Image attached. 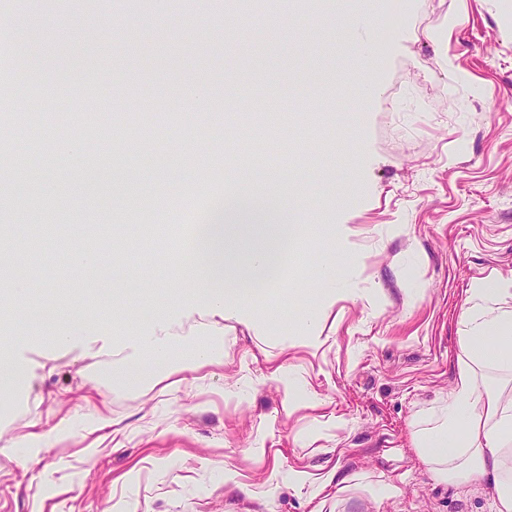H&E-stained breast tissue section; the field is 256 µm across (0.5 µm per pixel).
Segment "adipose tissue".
Returning <instances> with one entry per match:
<instances>
[{"instance_id": "obj_1", "label": "adipose tissue", "mask_w": 512, "mask_h": 512, "mask_svg": "<svg viewBox=\"0 0 512 512\" xmlns=\"http://www.w3.org/2000/svg\"><path fill=\"white\" fill-rule=\"evenodd\" d=\"M298 238L266 186L250 183L224 195V218L197 225L193 243L196 284L175 300L169 314L154 317L133 335L96 338L69 330L54 343L101 356L119 344L121 356L106 375L113 390H129L200 367H223L224 324H258L262 295L250 283L278 270L289 244ZM462 317L468 327L461 337L462 354L454 395L448 405L429 415L421 435L424 456L441 479L463 483L492 479L498 490L496 512H512V387L482 389L477 369L493 364L512 369V349L488 343L489 333L512 327V284L468 291ZM192 338L191 357L180 360L172 348Z\"/></svg>"}]
</instances>
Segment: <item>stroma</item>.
<instances>
[{
	"label": "stroma",
	"mask_w": 512,
	"mask_h": 512,
	"mask_svg": "<svg viewBox=\"0 0 512 512\" xmlns=\"http://www.w3.org/2000/svg\"><path fill=\"white\" fill-rule=\"evenodd\" d=\"M357 9L376 31L372 95L354 94L357 47L340 41ZM13 33L40 41L52 78L31 67L0 91L41 96L57 137L88 108L113 134L67 159L39 137L42 166L0 188L51 199L58 235L110 240L123 268L72 294L56 328L119 335L180 295L189 261L139 230L183 190L272 173L309 231L259 327L225 329L223 368L152 387L87 381L89 359L37 342L22 298L1 301L33 372L0 397V446L15 426L41 432L101 404L112 426L94 445L76 433L20 464L0 455V512H495L491 482L439 480L415 436L452 396L469 288L512 281V0H315L272 16L224 0H43ZM201 75L211 94L194 103ZM216 136L224 148L209 151ZM329 262L332 293L316 285ZM32 274L49 300L88 278L57 252ZM310 310L317 347L300 332ZM279 364L291 389L269 377ZM335 470L346 483L326 485Z\"/></svg>",
	"instance_id": "35a3bbf8"
}]
</instances>
